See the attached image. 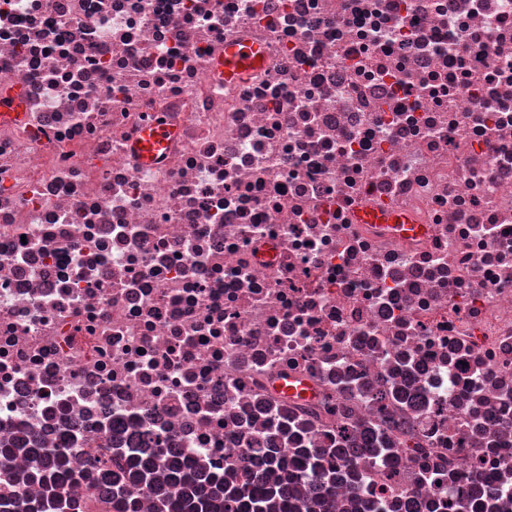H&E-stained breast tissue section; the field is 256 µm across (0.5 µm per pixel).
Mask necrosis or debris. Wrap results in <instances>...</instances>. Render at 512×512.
<instances>
[{"mask_svg": "<svg viewBox=\"0 0 512 512\" xmlns=\"http://www.w3.org/2000/svg\"><path fill=\"white\" fill-rule=\"evenodd\" d=\"M0 86V501L341 446L333 512H512V0H0ZM264 58L261 47L248 42L230 43L224 46V59L220 67L224 69V77L238 79L258 69ZM171 135L170 127L163 120L143 128L133 143V151L140 165H151L158 152L166 145ZM363 220L369 223H389V224H402V228L406 230L407 234L423 233L424 228L419 227L417 224H406L404 216L399 212L380 213L379 211H367L362 214ZM86 467L89 472L97 476L98 480L103 485L112 487V495H114V493L122 494L129 483L140 486L150 485L149 476L147 474L148 471L137 467V464L133 465L134 468L129 472L128 478L114 475L98 457L88 458Z\"/></svg>", "mask_w": 512, "mask_h": 512, "instance_id": "1", "label": "necrosis or debris"}]
</instances>
